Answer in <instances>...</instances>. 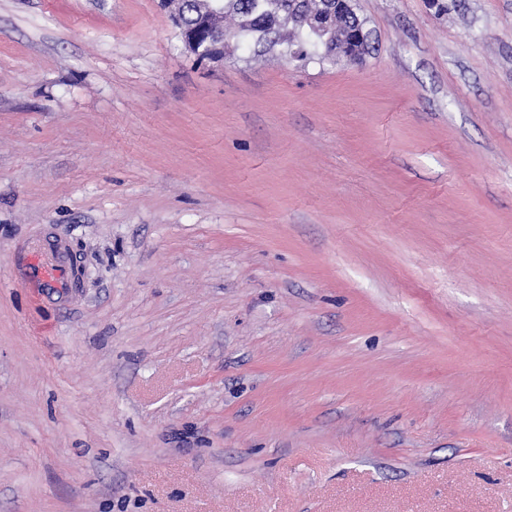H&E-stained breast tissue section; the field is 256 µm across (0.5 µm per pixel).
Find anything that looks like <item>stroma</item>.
Wrapping results in <instances>:
<instances>
[{"label": "stroma", "mask_w": 512, "mask_h": 512, "mask_svg": "<svg viewBox=\"0 0 512 512\" xmlns=\"http://www.w3.org/2000/svg\"><path fill=\"white\" fill-rule=\"evenodd\" d=\"M354 3L0 0V512H512V0ZM218 3L219 16L212 19L211 12L206 10L204 0H181L177 15L173 14V22L186 46V30H203L208 26L216 27L224 33V49L233 39L243 42L252 41L261 46L271 44L280 47V54L288 59L302 55L305 59L312 55L319 59L324 57V42L329 38L336 39V33L342 34L344 27L350 32L357 24L364 27L363 21L356 11L346 12L328 24V30L321 33L311 32L303 25V18L297 1L300 0H213ZM230 16L235 21L232 30L223 27L224 17ZM344 24V26H343ZM313 49V53L310 49ZM223 46L213 53L215 58L224 57ZM323 55V56H322Z\"/></svg>", "instance_id": "obj_1"}]
</instances>
